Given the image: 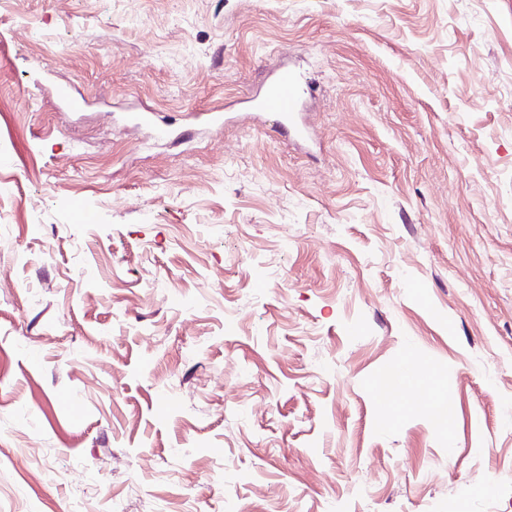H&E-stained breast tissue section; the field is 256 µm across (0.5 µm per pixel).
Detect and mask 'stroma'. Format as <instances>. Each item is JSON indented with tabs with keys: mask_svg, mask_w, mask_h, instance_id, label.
I'll use <instances>...</instances> for the list:
<instances>
[{
	"mask_svg": "<svg viewBox=\"0 0 512 512\" xmlns=\"http://www.w3.org/2000/svg\"><path fill=\"white\" fill-rule=\"evenodd\" d=\"M0 512H512V0H0ZM310 85L293 69L282 67L273 74L264 90L246 100L250 106L272 114L275 126L288 138L302 142L309 137V128L300 119Z\"/></svg>",
	"mask_w": 512,
	"mask_h": 512,
	"instance_id": "obj_1",
	"label": "stroma"
}]
</instances>
